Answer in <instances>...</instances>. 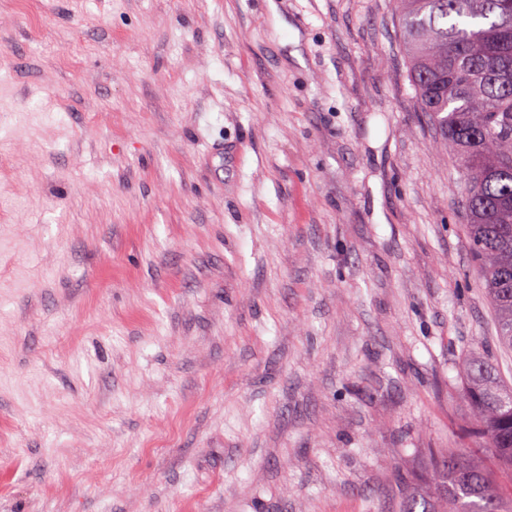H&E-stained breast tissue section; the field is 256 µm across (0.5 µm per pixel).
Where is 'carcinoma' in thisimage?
I'll return each mask as SVG.
<instances>
[{"label":"carcinoma","mask_w":512,"mask_h":512,"mask_svg":"<svg viewBox=\"0 0 512 512\" xmlns=\"http://www.w3.org/2000/svg\"><path fill=\"white\" fill-rule=\"evenodd\" d=\"M411 84L456 156L466 233L512 349V0H398ZM476 447L431 459L435 477L402 512H512V387L479 357L464 365Z\"/></svg>","instance_id":"obj_1"}]
</instances>
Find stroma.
<instances>
[{
	"mask_svg": "<svg viewBox=\"0 0 512 512\" xmlns=\"http://www.w3.org/2000/svg\"><path fill=\"white\" fill-rule=\"evenodd\" d=\"M0 512H400L512 384L396 0H0Z\"/></svg>",
	"mask_w": 512,
	"mask_h": 512,
	"instance_id": "35a3bbf8",
	"label": "stroma"
}]
</instances>
